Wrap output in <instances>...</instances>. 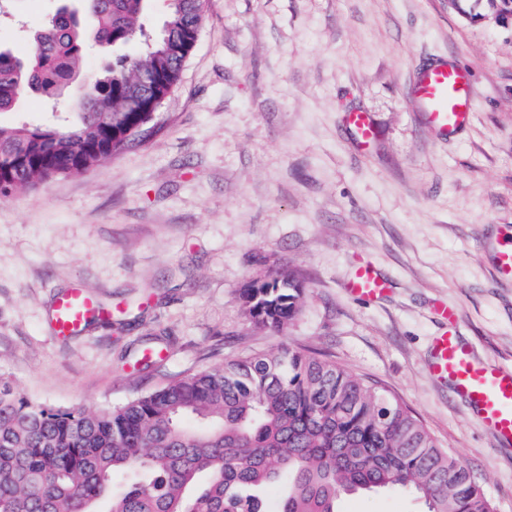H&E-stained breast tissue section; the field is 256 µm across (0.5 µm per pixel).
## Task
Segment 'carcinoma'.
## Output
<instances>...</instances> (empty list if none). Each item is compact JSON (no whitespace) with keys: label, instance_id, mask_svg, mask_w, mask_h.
<instances>
[{"label":"carcinoma","instance_id":"1","mask_svg":"<svg viewBox=\"0 0 512 512\" xmlns=\"http://www.w3.org/2000/svg\"><path fill=\"white\" fill-rule=\"evenodd\" d=\"M147 2L78 0L79 13L42 21L26 55L0 48V112L85 86L53 123L0 124L1 197L119 153L167 99L206 0H169L140 53L83 70L91 43L137 41ZM302 292L288 272L252 279L240 299L279 333ZM376 491L412 494L426 512H494L405 407L311 352L248 354L102 411L0 379V512H337L342 495Z\"/></svg>","mask_w":512,"mask_h":512}]
</instances>
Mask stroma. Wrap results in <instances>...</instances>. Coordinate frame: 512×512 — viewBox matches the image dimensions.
<instances>
[{"label": "stroma", "instance_id": "obj_1", "mask_svg": "<svg viewBox=\"0 0 512 512\" xmlns=\"http://www.w3.org/2000/svg\"><path fill=\"white\" fill-rule=\"evenodd\" d=\"M59 0H0V45L29 49ZM485 0H207L164 103L121 152L0 197V376L34 400L112 408L254 352L317 353L404 404L512 512L500 447L428 364L448 302L475 356L512 367V282L494 251L512 234V25ZM445 57L475 87L471 123L444 136L410 98ZM373 120L360 147L347 112ZM369 262L390 284H345ZM305 284L279 334L239 294L281 269ZM80 286L112 314L50 333ZM338 512H424L409 495L343 496ZM349 288L354 295L364 299H374L387 289L385 282L377 277L367 265L358 267Z\"/></svg>", "mask_w": 512, "mask_h": 512}]
</instances>
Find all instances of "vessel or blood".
I'll use <instances>...</instances> for the list:
<instances>
[{"label":"vessel or blood","mask_w":512,"mask_h":512,"mask_svg":"<svg viewBox=\"0 0 512 512\" xmlns=\"http://www.w3.org/2000/svg\"><path fill=\"white\" fill-rule=\"evenodd\" d=\"M410 95L435 129L448 132L466 127L474 112L475 91L470 72L447 60H435L417 72ZM349 287L356 296L373 299L386 290L385 282L369 266L356 270ZM94 295L74 288L59 295L53 305L55 336L73 335L96 311ZM445 331L434 341L432 372L451 380L456 392L483 419L497 440L512 445V368L479 364L457 332L454 309L440 307Z\"/></svg>","instance_id":"obj_1"}]
</instances>
